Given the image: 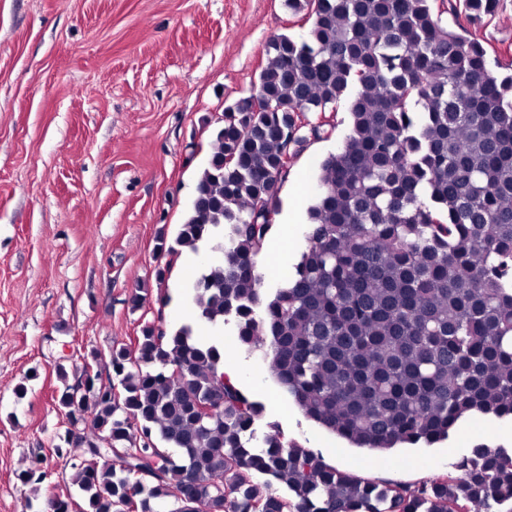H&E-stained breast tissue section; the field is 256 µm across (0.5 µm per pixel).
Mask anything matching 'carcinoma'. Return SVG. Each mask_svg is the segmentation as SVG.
Wrapping results in <instances>:
<instances>
[{
	"instance_id": "carcinoma-1",
	"label": "carcinoma",
	"mask_w": 512,
	"mask_h": 512,
	"mask_svg": "<svg viewBox=\"0 0 512 512\" xmlns=\"http://www.w3.org/2000/svg\"><path fill=\"white\" fill-rule=\"evenodd\" d=\"M307 37L273 36L256 90L224 108L169 255H224L191 281L199 319L231 324L310 420L360 446L434 444L461 423L512 424V75L498 77L468 27L500 0H285ZM455 17L448 27L444 14ZM347 104L349 132L321 164L306 249L265 293L290 157L335 125L311 112ZM93 351L69 408L88 447L58 436L78 496L42 497L48 463L16 474L22 512H512V448L476 444L454 472L415 490L338 471L284 436L224 374V347L194 328L148 323L136 349ZM286 492L271 489L272 481Z\"/></svg>"
}]
</instances>
